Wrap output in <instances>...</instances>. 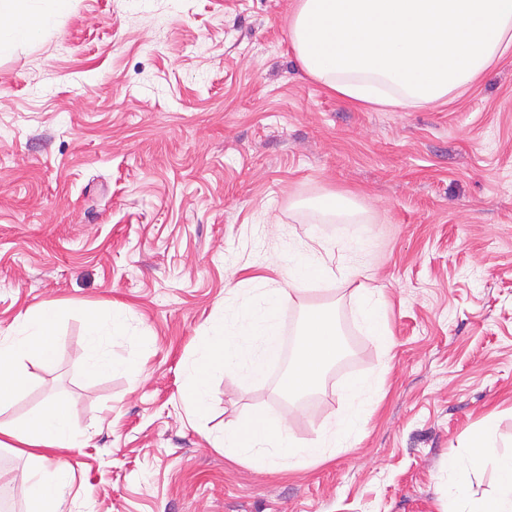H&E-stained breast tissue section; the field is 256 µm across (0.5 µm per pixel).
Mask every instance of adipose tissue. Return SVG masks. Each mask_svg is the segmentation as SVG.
Here are the masks:
<instances>
[{"mask_svg": "<svg viewBox=\"0 0 512 512\" xmlns=\"http://www.w3.org/2000/svg\"><path fill=\"white\" fill-rule=\"evenodd\" d=\"M69 0H0V48L37 38L51 28ZM290 41L301 69L313 80L351 104L411 110L447 101L466 89L512 53V0H296L290 22ZM311 223H360L352 196L330 192L309 206ZM281 289L267 288L247 302L238 289H228L215 334L203 338L200 355L190 370L185 400L189 413L203 409L208 392L206 376L232 369L245 387L260 385L268 363L280 349L278 318ZM50 320L31 314L17 334L0 338V411L23 392L28 375L24 356H51L47 344ZM127 330L126 313L110 309L89 316L87 340L79 354L91 374L113 370L109 346ZM336 314L328 308L309 310L303 320L297 355L288 369L289 394L303 395L319 386L327 362L339 354ZM265 429L263 438L245 441L239 430L225 431L220 442L235 462L293 470L325 460L327 453L345 447L365 422L351 410L317 440L297 442L288 426L264 414L253 417ZM69 420L66 397L52 394L29 420L0 425V447L27 458L11 483L20 484L29 512H63L71 486V469L60 462L47 467L46 452L83 445ZM494 466V491L473 497L467 478ZM448 499L456 512H512V457L499 454L492 425L472 437L467 455L451 463Z\"/></svg>", "mask_w": 512, "mask_h": 512, "instance_id": "obj_1", "label": "adipose tissue"}]
</instances>
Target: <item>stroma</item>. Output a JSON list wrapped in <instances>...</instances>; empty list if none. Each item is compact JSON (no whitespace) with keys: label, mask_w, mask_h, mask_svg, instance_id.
<instances>
[{"label":"stroma","mask_w":512,"mask_h":512,"mask_svg":"<svg viewBox=\"0 0 512 512\" xmlns=\"http://www.w3.org/2000/svg\"><path fill=\"white\" fill-rule=\"evenodd\" d=\"M295 0H71L52 28L0 51V336L53 316L50 359L0 412L48 394L90 440L49 451L73 474L65 512H448V465L488 419L512 454V57L444 105H351L307 77L289 45ZM348 191L378 224H310ZM335 242L332 277L279 305L283 330L336 311L342 353L292 403L273 373L183 393L225 291L288 285V255ZM382 293L380 343L357 319L346 242ZM127 311L119 368L87 374L89 312ZM376 374L348 448L297 470L226 458L211 440L256 412L314 439Z\"/></svg>","instance_id":"35a3bbf8"}]
</instances>
